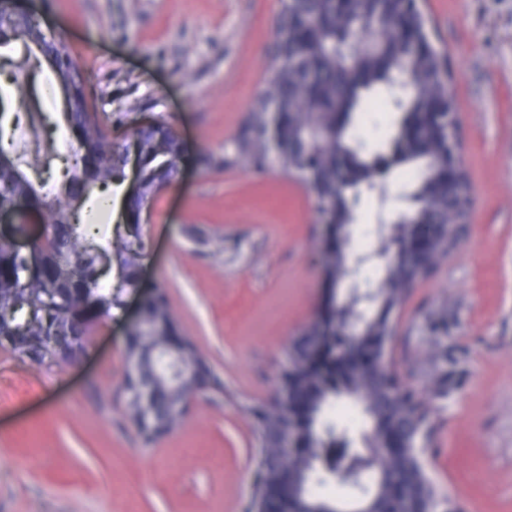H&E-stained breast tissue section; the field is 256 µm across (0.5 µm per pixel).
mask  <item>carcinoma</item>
Segmentation results:
<instances>
[{
	"label": "carcinoma",
	"mask_w": 512,
	"mask_h": 512,
	"mask_svg": "<svg viewBox=\"0 0 512 512\" xmlns=\"http://www.w3.org/2000/svg\"><path fill=\"white\" fill-rule=\"evenodd\" d=\"M401 12L398 0H352L341 10L338 0H281L275 20L273 66L265 86L250 110L246 128L238 138V154L257 172L268 166L269 112H277L279 169L297 174L312 184L327 205L336 224L351 226L358 220L354 202L362 191L372 192L380 183L375 175L381 167L396 168L405 177L407 197L414 207L405 212L408 219L392 225L390 238L405 242L420 224H444L447 237L439 245L432 263L420 266L402 251L382 268L379 286L364 300L351 289L347 301L338 310L344 324L353 323L369 343L391 334L390 316L408 297V283L426 279L434 263L451 249L468 219L470 194L466 178L455 186L441 181L440 171L448 167L445 128H436L429 117L428 101L446 94L444 75L447 58L427 41L426 20L415 13L407 21L421 37V51L411 57L398 39L388 31L385 20ZM360 33L367 50L355 67L339 44L351 34ZM12 40L22 43L24 55L16 70L36 73L44 58L36 49L37 25L25 21L17 25ZM414 68L415 86L399 93L397 80ZM71 76L75 109L63 114L67 130L76 143L74 153L62 159L60 186L45 189L50 169L39 167L14 149V132L20 123L17 112L7 115L0 97V209H9L24 201L42 208L48 215L45 240L40 246L42 260L29 265L12 251L7 238L0 237V347L1 339L11 341V351L25 354L35 364L51 359L67 364L84 350H56L49 343L38 347L41 336L66 335L64 316L40 315L43 293L48 288H70L68 308L84 306L90 289H97L96 311L83 334L92 335L109 316L117 297L98 286L93 278L99 256L117 261L123 285L137 284V270L144 257V239L129 235L105 236L101 227L81 225V212L93 221L96 210L92 192L105 190L124 179L123 146L112 141L91 104L86 79L77 68L65 70ZM397 112L400 119L389 140V158L371 151L359 132L370 112ZM57 124L47 117L32 126V134L42 143L44 152L54 150ZM141 158L142 192L127 202L128 224L141 226V214L153 209L154 187L160 180L173 181L184 153L172 128L163 120L150 130L135 129L129 138ZM352 261L349 249L333 251L326 257L333 278L343 277V269ZM145 339L159 352L153 368V404L157 422L143 430L146 442L155 435L176 428L182 417L171 412L172 371L201 359L191 343H186L181 358L167 350L168 337L178 334L177 320L165 292L151 299ZM300 337L292 346L291 373L293 395L287 403H275L256 410L258 440L266 448L267 465L263 481L256 486L255 512H277V499L267 496L282 469L295 475L288 496L295 500L298 512H341L338 506L321 498L313 478L321 449L336 446L338 426L327 420L336 399L346 395L360 405L369 454L349 456L337 471L338 483L356 493V507L349 512H416L424 498L436 499L437 488L425 472L417 452V440L428 409L417 393L406 388L397 373L385 366L370 371L349 367L340 388L323 386L305 366ZM298 405L305 412L303 441L307 447L288 460L279 456L273 445L276 435L288 430V414ZM394 435L408 439L409 447L398 452L384 447ZM359 470L373 473L363 484L350 480Z\"/></svg>",
	"instance_id": "cac0c4a2"
}]
</instances>
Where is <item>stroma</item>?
<instances>
[{
	"mask_svg": "<svg viewBox=\"0 0 512 512\" xmlns=\"http://www.w3.org/2000/svg\"><path fill=\"white\" fill-rule=\"evenodd\" d=\"M112 129L164 119L185 145L143 226L137 287L77 365L0 351V512H246L255 406L325 296L322 227L297 178L221 158L272 62L279 0H32ZM448 53L473 199L460 243L394 312L400 378L427 404L436 512H512V0H422ZM160 287L220 382L146 443L126 408L125 335Z\"/></svg>",
	"mask_w": 512,
	"mask_h": 512,
	"instance_id": "35a3bbf8",
	"label": "stroma"
}]
</instances>
